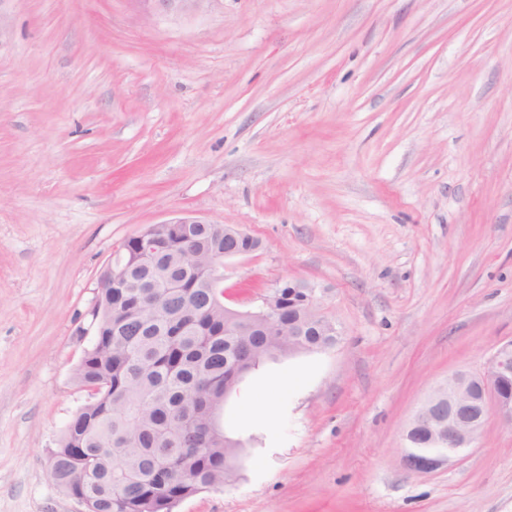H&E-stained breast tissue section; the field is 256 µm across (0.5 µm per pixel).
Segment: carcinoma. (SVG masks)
I'll return each mask as SVG.
<instances>
[{
  "mask_svg": "<svg viewBox=\"0 0 512 512\" xmlns=\"http://www.w3.org/2000/svg\"><path fill=\"white\" fill-rule=\"evenodd\" d=\"M160 260L191 281L212 278L224 225L162 238ZM112 326L75 370L94 401L50 452L51 479L85 497L91 512H173L184 499L231 484L237 445L210 431L224 396L268 359L334 336H255L224 317L218 288H106Z\"/></svg>",
  "mask_w": 512,
  "mask_h": 512,
  "instance_id": "1",
  "label": "carcinoma"
}]
</instances>
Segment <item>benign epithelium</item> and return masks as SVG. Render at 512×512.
Segmentation results:
<instances>
[{"label": "benign epithelium", "instance_id": "obj_1", "mask_svg": "<svg viewBox=\"0 0 512 512\" xmlns=\"http://www.w3.org/2000/svg\"><path fill=\"white\" fill-rule=\"evenodd\" d=\"M145 5V18L156 15L177 19L205 11L214 0H139ZM210 220L199 216L181 215L163 222L173 236H179L192 225H207ZM148 225L132 236V253L143 261L153 258L159 248ZM224 238L236 242L249 240L246 249L224 250L232 258L253 253L260 242L240 228L224 226ZM130 265L119 258L109 265L100 280L99 288H123ZM311 311L323 336H339L336 322L321 309L316 288L299 281H282L260 296V303L251 310L229 309L247 324L255 320L265 323L266 329H278L286 313ZM512 376V339L498 344L478 372L458 371L435 386L421 404L401 434L403 467L413 473L429 474L448 465L464 454L481 436L490 417L512 428V402L502 396L503 387Z\"/></svg>", "mask_w": 512, "mask_h": 512}]
</instances>
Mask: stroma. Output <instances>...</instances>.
<instances>
[{"instance_id":"obj_1","label":"stroma","mask_w":512,"mask_h":512,"mask_svg":"<svg viewBox=\"0 0 512 512\" xmlns=\"http://www.w3.org/2000/svg\"><path fill=\"white\" fill-rule=\"evenodd\" d=\"M182 213L261 242L227 306L303 281L341 337L242 379L234 481L174 512H512L497 421L400 464L431 390L512 339V0H0V512H83L47 458L98 282ZM145 5V18L156 15L177 19L205 11L214 0H138Z\"/></svg>"}]
</instances>
